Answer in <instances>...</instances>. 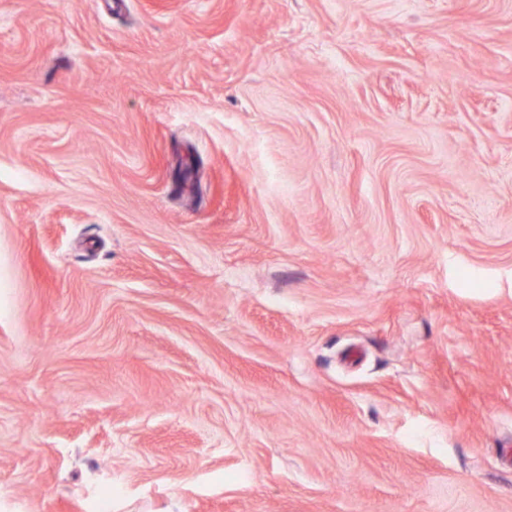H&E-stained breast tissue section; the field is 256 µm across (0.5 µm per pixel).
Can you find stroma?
Here are the masks:
<instances>
[{"instance_id": "stroma-1", "label": "stroma", "mask_w": 512, "mask_h": 512, "mask_svg": "<svg viewBox=\"0 0 512 512\" xmlns=\"http://www.w3.org/2000/svg\"><path fill=\"white\" fill-rule=\"evenodd\" d=\"M0 512H512V0H0Z\"/></svg>"}]
</instances>
